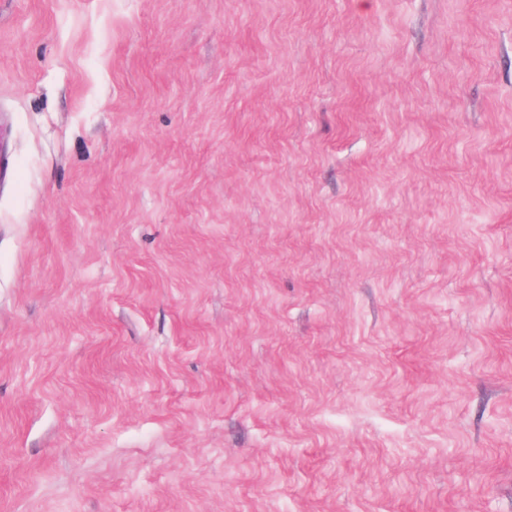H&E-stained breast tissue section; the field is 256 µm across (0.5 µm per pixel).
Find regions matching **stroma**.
I'll use <instances>...</instances> for the list:
<instances>
[{"instance_id":"obj_1","label":"stroma","mask_w":512,"mask_h":512,"mask_svg":"<svg viewBox=\"0 0 512 512\" xmlns=\"http://www.w3.org/2000/svg\"><path fill=\"white\" fill-rule=\"evenodd\" d=\"M0 512H512V0H0Z\"/></svg>"}]
</instances>
